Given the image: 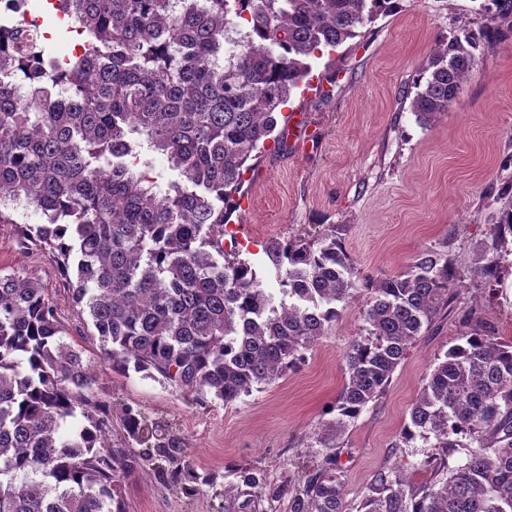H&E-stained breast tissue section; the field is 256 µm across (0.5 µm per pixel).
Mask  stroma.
<instances>
[{
	"instance_id": "35a3bbf8",
	"label": "stroma",
	"mask_w": 512,
	"mask_h": 512,
	"mask_svg": "<svg viewBox=\"0 0 512 512\" xmlns=\"http://www.w3.org/2000/svg\"><path fill=\"white\" fill-rule=\"evenodd\" d=\"M481 0H401L363 36L332 59L315 60L321 91L294 94L297 127L279 123L283 148L266 145L243 185L251 199L230 221L251 229V258L263 263L265 243L312 238L335 225L360 276L380 279L406 270L419 253L447 252L460 272L454 298L432 330L410 347L386 392L370 403L343 437L338 458L345 502L389 461L422 481L431 450L425 442L399 447V433L437 358L465 333L493 330L512 340V238L499 253L502 274L493 297L472 277L476 249L491 243L493 217L512 206V14L487 19ZM495 31L492 47L469 72L447 112L419 127L407 97L412 79L441 37ZM335 83H328L329 75ZM15 221L0 224V274L19 272L47 288L66 338L83 351L113 403L140 407L169 425L199 470L216 488L188 497L163 478L134 473L122 484L125 512H238L247 498L241 472L259 470L266 492L255 512H289L298 466L320 463V422L330 420L343 380V357L366 334L356 304L308 352L299 369L253 389L231 405L138 374L113 373L97 337L83 336L71 293L55 262L19 245L23 225L43 216L17 206ZM475 319H468L470 308Z\"/></svg>"
}]
</instances>
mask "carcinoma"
I'll list each match as a JSON object with an SVG mask.
<instances>
[{
  "instance_id": "obj_1",
  "label": "carcinoma",
  "mask_w": 512,
  "mask_h": 512,
  "mask_svg": "<svg viewBox=\"0 0 512 512\" xmlns=\"http://www.w3.org/2000/svg\"><path fill=\"white\" fill-rule=\"evenodd\" d=\"M400 0H58L90 35L45 60L32 21L0 20V224L11 208L46 217L20 245L48 251L112 372L163 381L230 405L298 368L354 298L352 259L334 226L313 242L265 246L258 269L224 250L246 163L278 125L312 61L332 55ZM493 38L439 40L414 80L424 128L459 94ZM177 179L155 190L134 171L142 143ZM494 236H512V208ZM473 276L501 278L481 250ZM459 282L448 256L363 278L368 335L345 353L336 416L321 424L323 464L302 475L290 512H345L341 437L389 386ZM41 283L0 275V512H125L122 479L153 471L193 497L212 479L140 408L114 407L68 343ZM400 441L434 440L430 477L387 463L357 512H512V340L464 334L426 375ZM147 451L135 453L134 446ZM463 453L450 468L448 456Z\"/></svg>"
}]
</instances>
